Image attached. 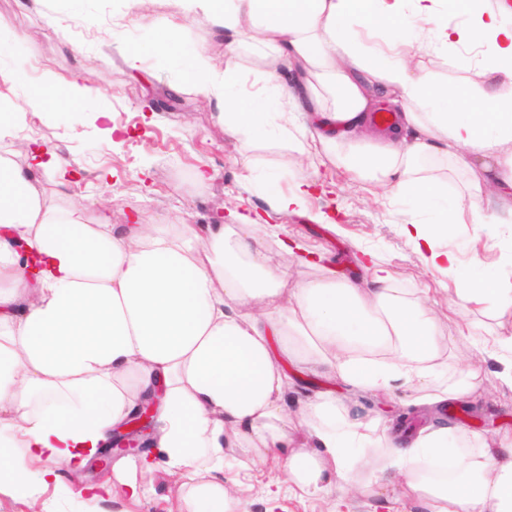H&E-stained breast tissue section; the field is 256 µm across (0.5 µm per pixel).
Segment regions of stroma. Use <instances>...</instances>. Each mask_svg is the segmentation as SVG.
<instances>
[{"label":"stroma","mask_w":512,"mask_h":512,"mask_svg":"<svg viewBox=\"0 0 512 512\" xmlns=\"http://www.w3.org/2000/svg\"><path fill=\"white\" fill-rule=\"evenodd\" d=\"M155 15L184 27L183 55L170 60L154 52L156 29L134 21L126 0H0V27L14 31L0 42V72L18 71L20 85L0 79V108L16 122L0 136V155L26 162L16 145L58 152L68 162V179L37 172L38 188L52 204L105 214L114 224H209L213 208L224 210L225 223L237 217L259 218L276 228L266 237L269 265L288 270L291 277L357 279L372 285L366 261L391 274V286L410 301L426 300L448 343L440 358L450 372L478 366L476 390L469 402L475 417L461 414L459 402L447 410L459 416L467 439L491 441L512 431V390L503 386V364L478 355L476 323L465 322L454 305V280L428 266L390 215L391 204L382 189L356 181L342 166L327 161L311 168L278 143L253 150L263 170L279 175L281 186L305 176L321 183L302 211L282 213L245 178V153L240 141L225 135L215 103L198 93L187 79L193 54L207 53L216 71L224 69V47L203 13L183 15L173 0H155ZM147 49L139 68H130L121 50L127 44ZM59 82L77 83L79 99L40 108L30 105L31 94L46 75ZM174 94L172 108L150 109L155 97ZM512 227L461 224L442 248L458 253L461 277L472 273L512 275L502 243ZM303 240L325 256L321 266L300 267L278 244L280 236ZM288 399L295 408L317 393L331 390L364 421H381L397 430L400 417L415 408L408 390L355 391L326 382L311 372L289 367ZM362 456L370 465L355 464L354 486L337 485L324 498L288 494L283 460L262 457L246 448L230 449L224 470L226 483L236 485L249 512H372L373 501L357 493L366 480L383 482L390 473L373 449ZM153 493L136 512H186L177 491L178 474L158 468L148 476Z\"/></svg>","instance_id":"1"}]
</instances>
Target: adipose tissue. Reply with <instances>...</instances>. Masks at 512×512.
<instances>
[{
	"label": "adipose tissue",
	"instance_id": "obj_1",
	"mask_svg": "<svg viewBox=\"0 0 512 512\" xmlns=\"http://www.w3.org/2000/svg\"><path fill=\"white\" fill-rule=\"evenodd\" d=\"M203 11L224 42V71L196 53L189 78L245 149L274 139L316 165L337 162L386 188L403 232L450 278L462 315L512 313V284L460 278L441 239L460 224L512 223V8L505 0H179ZM440 59L439 73L419 51ZM256 90L241 93L246 77ZM474 104L467 112L463 103ZM390 111L391 126L373 115ZM0 156V492L47 487L84 512L64 471L88 461L144 393L160 396L156 461L181 475L186 512H247L224 483L229 448L284 458L302 496L350 483L352 448L377 446L388 484L377 506L425 512H512V432L457 449L431 425L411 439L377 434L334 395L288 412L283 361L360 390L395 385L420 402L471 398L477 369L438 389L443 342L425 303L376 269L357 280H301L266 264L257 223L109 224L42 197L35 169ZM449 173H464L449 192ZM38 257L19 271L18 241ZM313 448L293 446L296 425Z\"/></svg>",
	"mask_w": 512,
	"mask_h": 512
}]
</instances>
